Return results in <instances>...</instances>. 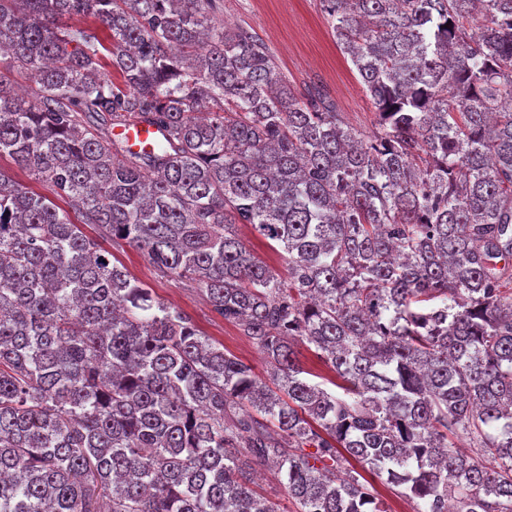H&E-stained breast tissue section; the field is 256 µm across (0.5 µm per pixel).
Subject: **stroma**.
<instances>
[{
  "mask_svg": "<svg viewBox=\"0 0 512 512\" xmlns=\"http://www.w3.org/2000/svg\"><path fill=\"white\" fill-rule=\"evenodd\" d=\"M223 2L225 22L255 32L269 47L289 84L300 90L311 84L324 86L351 126L363 133L372 131L373 105L350 61L337 47L320 0ZM114 256L159 300L192 315L208 338L252 365L259 376H266V363L258 348L238 326L212 316L203 293L184 281L157 277L147 257L136 248L123 247Z\"/></svg>",
  "mask_w": 512,
  "mask_h": 512,
  "instance_id": "1",
  "label": "stroma"
}]
</instances>
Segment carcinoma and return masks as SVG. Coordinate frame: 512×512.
Segmentation results:
<instances>
[{"label": "carcinoma", "mask_w": 512, "mask_h": 512, "mask_svg": "<svg viewBox=\"0 0 512 512\" xmlns=\"http://www.w3.org/2000/svg\"><path fill=\"white\" fill-rule=\"evenodd\" d=\"M321 5L366 136L220 0H0V157L52 191L0 172V512H277L264 467L298 512H387L351 459L414 512H512V0ZM85 224L204 293L269 380ZM113 133L124 139L135 151H152L154 146L163 139V132L155 127L131 125L116 127ZM238 232L246 247L255 257L267 263L282 276L287 275V265L282 256V250L276 251L270 247L269 243L257 233L253 232L249 226L240 224ZM297 355V359L299 363L311 375H305L307 378L314 381H322V379L317 378L325 377L328 379H335L334 373L323 363L321 362L316 355L310 351L305 345L298 344L294 347ZM314 375V376H313ZM256 483L259 493L273 500L278 505L279 512H296L293 499L277 475L269 471L262 472Z\"/></svg>", "instance_id": "cac0c4a2"}]
</instances>
